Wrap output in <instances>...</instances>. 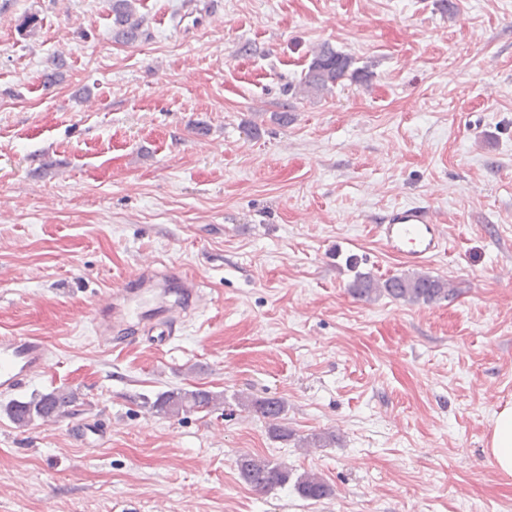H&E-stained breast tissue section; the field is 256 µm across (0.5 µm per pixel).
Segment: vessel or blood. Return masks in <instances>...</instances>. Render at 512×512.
<instances>
[{
  "label": "vessel or blood",
  "instance_id": "obj_1",
  "mask_svg": "<svg viewBox=\"0 0 512 512\" xmlns=\"http://www.w3.org/2000/svg\"><path fill=\"white\" fill-rule=\"evenodd\" d=\"M378 230L386 250L410 265L430 263L446 248L441 226L427 205L392 208L381 218ZM209 304L198 283L183 276L179 268H171L160 281L145 265L97 308L95 332L108 341L134 325L144 335L158 332L170 338L179 329L182 310ZM51 357L52 350L42 337L1 335L0 393L13 392L44 373Z\"/></svg>",
  "mask_w": 512,
  "mask_h": 512
}]
</instances>
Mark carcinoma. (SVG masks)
I'll list each match as a JSON object with an SVG mask.
<instances>
[{
	"mask_svg": "<svg viewBox=\"0 0 512 512\" xmlns=\"http://www.w3.org/2000/svg\"><path fill=\"white\" fill-rule=\"evenodd\" d=\"M138 0H112V38L123 44H134L143 35L144 17L138 13ZM310 62L295 86L297 93L330 92L339 83L349 80L367 81V71L356 66L354 57L334 49L327 43L318 44L309 51ZM351 292L362 299L374 300L388 296L409 303L430 304L447 299L453 293L448 282L428 274L393 275L378 279L368 273H359L351 285ZM244 405L273 422L275 436L293 437L292 432L276 424L285 412V402L275 398L258 399L246 396ZM76 396L64 389L47 393H34L26 401L13 400L6 406L11 421L19 428H26L35 421H51L74 406ZM149 410L164 416L175 417L194 409L217 408L224 404V394L207 390L175 388L158 392L154 397L143 396ZM336 443V435L314 434L298 443L300 448H326ZM237 465L242 478L259 491H270L288 484L292 470L281 462L242 455ZM294 486L298 494L308 500H321L332 495V488L320 476L306 472L296 476Z\"/></svg>",
	"mask_w": 512,
	"mask_h": 512,
	"instance_id": "1",
	"label": "carcinoma"
}]
</instances>
